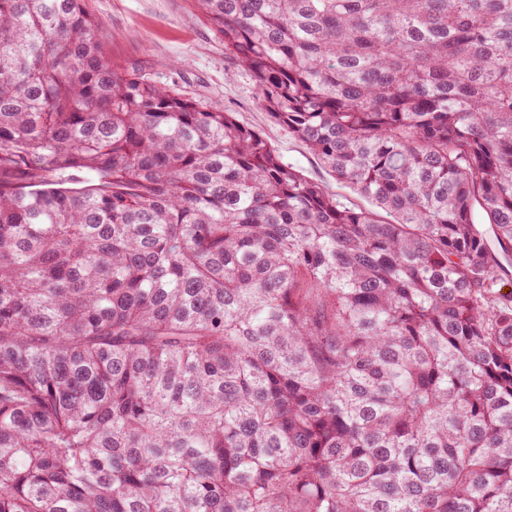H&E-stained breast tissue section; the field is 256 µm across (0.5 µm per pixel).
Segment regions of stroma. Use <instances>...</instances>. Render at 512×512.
Returning a JSON list of instances; mask_svg holds the SVG:
<instances>
[{
    "mask_svg": "<svg viewBox=\"0 0 512 512\" xmlns=\"http://www.w3.org/2000/svg\"><path fill=\"white\" fill-rule=\"evenodd\" d=\"M110 36L114 59L158 85L188 97L223 105L237 122L264 135L284 162L326 184L344 202H357L321 162L258 102L251 73L224 54V39L202 17L193 0H89Z\"/></svg>",
    "mask_w": 512,
    "mask_h": 512,
    "instance_id": "stroma-1",
    "label": "stroma"
}]
</instances>
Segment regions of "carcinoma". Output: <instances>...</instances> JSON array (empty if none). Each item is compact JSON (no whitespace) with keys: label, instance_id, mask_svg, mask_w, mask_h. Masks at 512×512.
I'll list each match as a JSON object with an SVG mask.
<instances>
[{"label":"carcinoma","instance_id":"obj_1","mask_svg":"<svg viewBox=\"0 0 512 512\" xmlns=\"http://www.w3.org/2000/svg\"><path fill=\"white\" fill-rule=\"evenodd\" d=\"M196 2L375 209L0 0V512H512V0Z\"/></svg>","mask_w":512,"mask_h":512}]
</instances>
